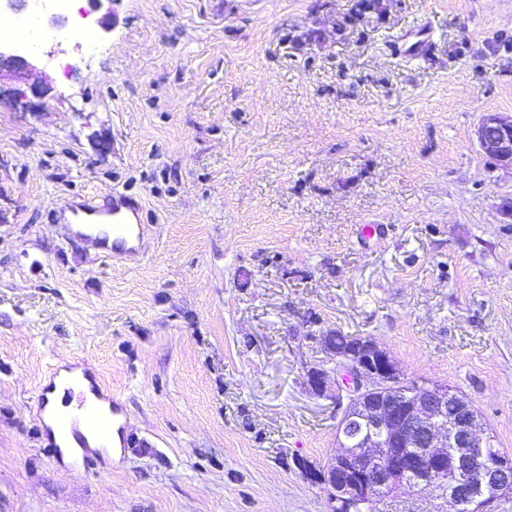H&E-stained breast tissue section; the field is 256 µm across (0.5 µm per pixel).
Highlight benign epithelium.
<instances>
[{"mask_svg": "<svg viewBox=\"0 0 512 512\" xmlns=\"http://www.w3.org/2000/svg\"><path fill=\"white\" fill-rule=\"evenodd\" d=\"M28 58L0 49V72L24 74ZM479 147L503 166L512 167V118L483 117L475 131ZM327 361L306 372L314 396L327 400L339 415L337 448L323 470L333 512H356L370 505L371 490L409 485L452 503L466 499L485 512L500 495L512 492V454L492 446L474 406L446 385L407 387L391 355L361 338L348 350L323 345Z\"/></svg>", "mask_w": 512, "mask_h": 512, "instance_id": "benign-epithelium-1", "label": "benign epithelium"}]
</instances>
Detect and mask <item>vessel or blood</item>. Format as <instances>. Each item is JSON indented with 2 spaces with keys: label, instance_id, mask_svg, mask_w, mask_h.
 Listing matches in <instances>:
<instances>
[{
  "label": "vessel or blood",
  "instance_id": "1",
  "mask_svg": "<svg viewBox=\"0 0 512 512\" xmlns=\"http://www.w3.org/2000/svg\"><path fill=\"white\" fill-rule=\"evenodd\" d=\"M399 48L410 56H422L430 50V36L419 31L407 34ZM62 213L84 221H101L111 224V239L95 238V245L114 259H124L136 253L147 235L143 208L140 202L119 192H110L99 197L82 201H68L61 207ZM73 405L60 412L57 425L61 433L71 434L84 454L82 463L90 468L99 463L98 450L88 448L86 436L94 434L99 439H107L112 427L118 426L123 409L117 399L109 397L99 385H92L89 393L67 389Z\"/></svg>",
  "mask_w": 512,
  "mask_h": 512
}]
</instances>
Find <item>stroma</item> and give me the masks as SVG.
Here are the masks:
<instances>
[{
	"label": "stroma",
	"mask_w": 512,
	"mask_h": 512,
	"mask_svg": "<svg viewBox=\"0 0 512 512\" xmlns=\"http://www.w3.org/2000/svg\"><path fill=\"white\" fill-rule=\"evenodd\" d=\"M89 0L0 104V512H329L305 386L323 330L456 389L512 452V0ZM90 28L95 51L75 39ZM430 31L427 57L392 43ZM117 191L152 217L107 259L62 222ZM382 224L383 238H361ZM91 370L126 409L97 471L47 451L38 395ZM373 512H452L402 489ZM479 147L503 166L512 167V117L484 116L475 131Z\"/></svg>",
	"instance_id": "stroma-1"
}]
</instances>
